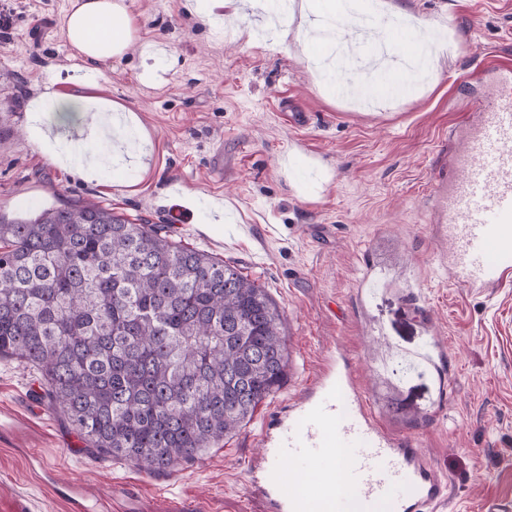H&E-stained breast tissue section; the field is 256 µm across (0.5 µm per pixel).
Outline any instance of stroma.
I'll return each mask as SVG.
<instances>
[{
	"mask_svg": "<svg viewBox=\"0 0 512 512\" xmlns=\"http://www.w3.org/2000/svg\"><path fill=\"white\" fill-rule=\"evenodd\" d=\"M72 0H0V211L78 200L166 226L181 245L236 267L284 315L287 380L235 435L170 472L87 452L36 399L41 373L0 359V512H265L246 484L259 434L326 359L346 354L377 422L418 439L451 486L446 512L512 493V280L448 283V238L429 184L441 147L475 107L474 72L512 55V0H380L382 37L407 49L406 18L460 39L413 87L387 75L373 108L336 95L295 38L261 31L274 9L235 0H124L127 47L98 63L102 96L132 111L144 153L100 178L53 164L26 135L47 72L76 94L86 73L60 28Z\"/></svg>",
	"mask_w": 512,
	"mask_h": 512,
	"instance_id": "35a3bbf8",
	"label": "stroma"
}]
</instances>
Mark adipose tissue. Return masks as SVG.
<instances>
[{"instance_id":"obj_1","label":"adipose tissue","mask_w":512,"mask_h":512,"mask_svg":"<svg viewBox=\"0 0 512 512\" xmlns=\"http://www.w3.org/2000/svg\"><path fill=\"white\" fill-rule=\"evenodd\" d=\"M129 19L115 0H74L65 16L68 42L88 63L111 59L124 46ZM31 128L39 147L54 161L91 177L112 165V151L103 145L105 128L113 120L110 100L94 93L63 94L45 90L30 107ZM58 122L90 123L87 141L74 143L47 125L48 114Z\"/></svg>"}]
</instances>
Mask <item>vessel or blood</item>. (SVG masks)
Returning <instances> with one entry per match:
<instances>
[{
  "label": "vessel or blood",
  "mask_w": 512,
  "mask_h": 512,
  "mask_svg": "<svg viewBox=\"0 0 512 512\" xmlns=\"http://www.w3.org/2000/svg\"><path fill=\"white\" fill-rule=\"evenodd\" d=\"M489 90L475 104L461 144L435 172L440 221L448 229V276L455 286L491 288L512 274V59L490 62L478 76ZM320 394L288 413L281 434L263 442L260 485L271 512H346L340 495L283 496L274 476L285 465L328 462L352 488L362 512H438L449 483L411 439L376 422L352 373L343 366L319 379Z\"/></svg>",
  "instance_id": "1"
}]
</instances>
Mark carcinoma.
<instances>
[{
  "label": "carcinoma",
  "mask_w": 512,
  "mask_h": 512,
  "mask_svg": "<svg viewBox=\"0 0 512 512\" xmlns=\"http://www.w3.org/2000/svg\"><path fill=\"white\" fill-rule=\"evenodd\" d=\"M0 357L92 452L170 471L285 383L284 317L236 268L94 202L0 213Z\"/></svg>",
  "instance_id": "obj_1"
}]
</instances>
